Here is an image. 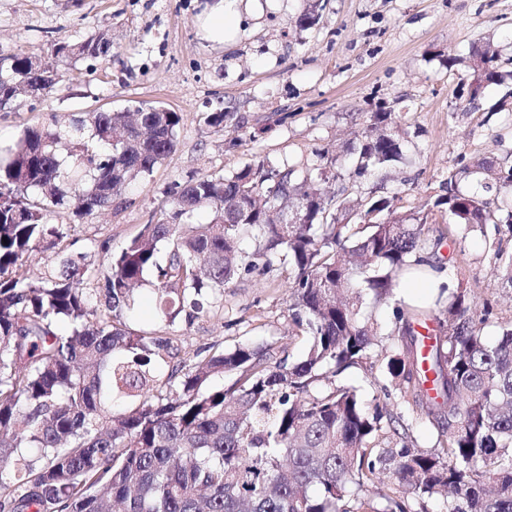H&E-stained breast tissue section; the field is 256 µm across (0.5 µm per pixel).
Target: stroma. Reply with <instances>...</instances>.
I'll return each instance as SVG.
<instances>
[{
	"label": "stroma",
	"instance_id": "obj_1",
	"mask_svg": "<svg viewBox=\"0 0 512 512\" xmlns=\"http://www.w3.org/2000/svg\"><path fill=\"white\" fill-rule=\"evenodd\" d=\"M315 25L298 17L314 2ZM213 0H0V54L24 51L51 58L56 44H77L106 32L111 58L77 61L44 95L18 96L0 110V151L24 127L66 123L97 108L124 110L141 102L181 113L175 151L111 208L85 219L57 216L66 225L64 247L90 256L102 287L107 257L118 254L144 224L161 219L173 191L187 180L232 177L247 165L295 168L335 189L347 177L346 210L358 216L359 198L395 196L406 214L445 194L449 174L483 158L512 165V0H262L240 10L231 45L207 42L199 19ZM493 51L501 79L487 85L479 107L465 98L477 53ZM224 112V130L204 118ZM377 112L391 113L402 155L354 175L361 133ZM438 257L452 284L474 297L475 315H487L483 334L496 341L512 324V288L505 287L488 248L499 239L512 253V234L493 226L465 228L438 218ZM288 267L272 262L266 274L240 275L221 303L193 321L161 323L150 285H143L125 316L129 331L169 336L178 363L194 366L210 346L272 345L294 362L308 348L289 312ZM366 405L391 387L382 359L373 370L337 376Z\"/></svg>",
	"mask_w": 512,
	"mask_h": 512
}]
</instances>
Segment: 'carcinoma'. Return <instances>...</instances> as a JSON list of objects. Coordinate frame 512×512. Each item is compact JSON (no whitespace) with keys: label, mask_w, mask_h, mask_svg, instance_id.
<instances>
[{"label":"carcinoma","mask_w":512,"mask_h":512,"mask_svg":"<svg viewBox=\"0 0 512 512\" xmlns=\"http://www.w3.org/2000/svg\"><path fill=\"white\" fill-rule=\"evenodd\" d=\"M111 51L112 37L100 32L59 44L48 64L13 52L0 68V105L38 80L44 64L63 75L72 60ZM479 62L487 68L474 70L470 105L500 78L495 55ZM390 120L378 112L361 132L357 172L398 158L397 140L379 132ZM181 121L145 105L88 112L65 129L25 127L0 159V457L13 460L0 471V512H426L429 501L438 512H512V327L487 342L462 288H440L426 307L394 306L409 336L403 347L384 343L362 313V286L383 305L394 278L436 254L434 209L461 226L512 230V167L479 160L460 176L475 177L482 191H460L453 174L447 196L410 215L395 214L392 198L361 199L356 224L343 221L342 174L332 195L291 168L262 163L230 179L193 178L162 220L112 256L104 286L87 287V255L60 248L65 227L49 217L112 207L175 151ZM493 188L502 197H485ZM202 207L213 220L189 223ZM295 209L299 224L270 218ZM248 231L260 238L252 252L239 246ZM41 241L55 249V269L34 277L24 258ZM275 256L291 268L289 311L310 342L303 357L289 364L268 347L239 344L158 376L155 365L178 355L172 339L134 336L121 321L145 275L155 273L159 309L172 323L220 302L236 276L265 273ZM429 314L438 326L433 395L414 328ZM376 349L402 403L437 430L434 448H419L387 405L370 409L336 385ZM226 373L235 375L229 387L212 386ZM385 423L403 428L392 448L375 445ZM385 471L390 492L363 494Z\"/></svg>","instance_id":"cac0c4a2"}]
</instances>
